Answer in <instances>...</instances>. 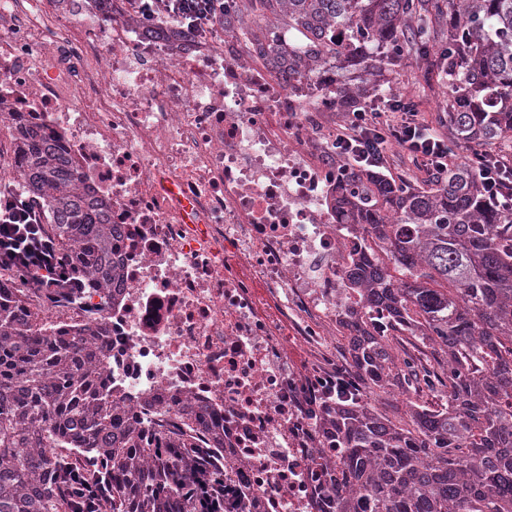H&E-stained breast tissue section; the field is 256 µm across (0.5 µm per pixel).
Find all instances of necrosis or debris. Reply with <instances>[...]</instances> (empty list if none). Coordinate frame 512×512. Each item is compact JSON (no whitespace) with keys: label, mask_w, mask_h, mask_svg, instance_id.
Instances as JSON below:
<instances>
[{"label":"necrosis or debris","mask_w":512,"mask_h":512,"mask_svg":"<svg viewBox=\"0 0 512 512\" xmlns=\"http://www.w3.org/2000/svg\"><path fill=\"white\" fill-rule=\"evenodd\" d=\"M145 0H0V124L45 133L109 205L119 277L25 313L86 327L104 396L224 439V512H331L336 442L306 401L336 374L364 251L340 223L336 89L251 62L218 24L147 28Z\"/></svg>","instance_id":"necrosis-or-debris-1"}]
</instances>
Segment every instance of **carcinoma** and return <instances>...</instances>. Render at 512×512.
Masks as SVG:
<instances>
[{
	"label": "carcinoma",
	"mask_w": 512,
	"mask_h": 512,
	"mask_svg": "<svg viewBox=\"0 0 512 512\" xmlns=\"http://www.w3.org/2000/svg\"><path fill=\"white\" fill-rule=\"evenodd\" d=\"M224 32L288 80L320 73L336 103L378 99L379 76L412 58L448 86V153L495 151L512 134V0H228ZM300 35L284 44L253 21ZM21 189L70 268L58 295L118 278L105 202L89 197L61 150L20 119L11 124ZM336 211L366 244L347 280L360 297L342 321L351 369L322 415L336 440L335 512H512V215L483 190L476 164L414 187L349 169ZM0 301V512H69L57 486L98 463L112 512H176L182 481L224 477L213 440L131 424L99 398L105 377L84 338L45 340L24 322L25 297ZM408 334L436 364L390 352ZM435 395L411 426L382 416L372 394ZM46 448L60 452L48 458Z\"/></svg>",
	"instance_id": "cac0c4a2"
}]
</instances>
